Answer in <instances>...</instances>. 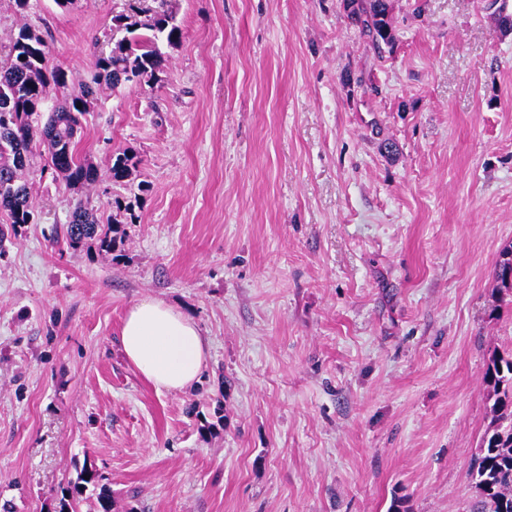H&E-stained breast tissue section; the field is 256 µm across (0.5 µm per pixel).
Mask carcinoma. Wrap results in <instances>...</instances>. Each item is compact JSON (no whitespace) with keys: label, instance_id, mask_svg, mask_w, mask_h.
<instances>
[{"label":"carcinoma","instance_id":"1","mask_svg":"<svg viewBox=\"0 0 512 512\" xmlns=\"http://www.w3.org/2000/svg\"><path fill=\"white\" fill-rule=\"evenodd\" d=\"M149 19H138V12L112 17V29L125 32L109 53L100 54L90 78L78 83L71 94L57 105L47 107L50 87H68L67 74L50 65V49L28 24L17 25V32L6 61L0 63V211L15 227L33 219L30 190L25 178L34 140L48 151L54 170L68 185H90L97 181L96 169L81 160L77 151V133L87 106L105 88L137 86L158 80L166 58L161 44H176L182 37L173 12L165 9L166 0ZM351 18L375 47L389 46L394 35L389 19L388 0H352ZM48 112L46 121L40 114ZM138 161L128 153L112 159V182L128 179ZM66 239L73 248L89 242L98 252L112 253L116 239L111 228L97 215L77 203L66 227ZM512 269V249L502 253L496 267L501 290L511 291L505 278ZM486 381L492 388V421L481 442V455L470 473L479 496L478 512H512V357L495 353L489 359ZM93 469H83L77 481L62 490L58 512H69V500L88 491L96 494V512H113L112 493L99 484Z\"/></svg>","mask_w":512,"mask_h":512}]
</instances>
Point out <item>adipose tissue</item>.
Returning a JSON list of instances; mask_svg holds the SVG:
<instances>
[{
    "label": "adipose tissue",
    "mask_w": 512,
    "mask_h": 512,
    "mask_svg": "<svg viewBox=\"0 0 512 512\" xmlns=\"http://www.w3.org/2000/svg\"><path fill=\"white\" fill-rule=\"evenodd\" d=\"M126 359L156 388L180 391L198 378L208 344L197 323L164 301L143 298L129 309L121 329Z\"/></svg>",
    "instance_id": "ef3b65f1"
}]
</instances>
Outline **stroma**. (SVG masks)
Instances as JSON below:
<instances>
[{
    "label": "stroma",
    "instance_id": "stroma-1",
    "mask_svg": "<svg viewBox=\"0 0 512 512\" xmlns=\"http://www.w3.org/2000/svg\"><path fill=\"white\" fill-rule=\"evenodd\" d=\"M131 0H29L89 78ZM159 79L105 90L66 185L34 146V218L0 247V506L54 512L83 467L114 512H474L485 373L512 351V0H170ZM136 156L120 185L113 157ZM118 220L71 248L76 203ZM157 298L209 343L156 390L124 318ZM351 18L359 26L361 33L380 49L382 44L389 46L394 35L389 19L388 0H353Z\"/></svg>",
    "mask_w": 512,
    "mask_h": 512
}]
</instances>
